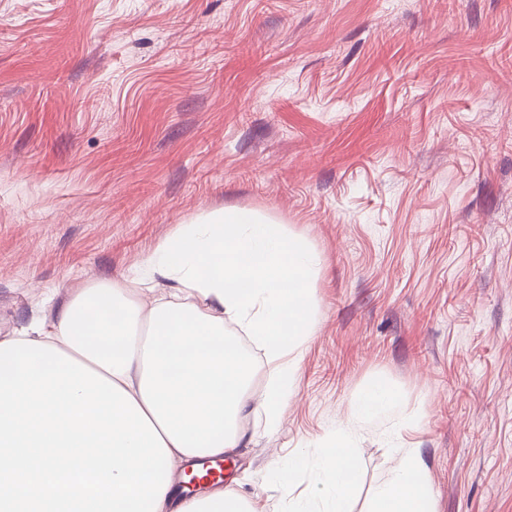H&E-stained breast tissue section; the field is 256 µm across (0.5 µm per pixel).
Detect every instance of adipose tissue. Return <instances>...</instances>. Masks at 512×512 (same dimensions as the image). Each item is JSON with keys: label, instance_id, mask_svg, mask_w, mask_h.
Masks as SVG:
<instances>
[{"label": "adipose tissue", "instance_id": "adipose-tissue-1", "mask_svg": "<svg viewBox=\"0 0 512 512\" xmlns=\"http://www.w3.org/2000/svg\"><path fill=\"white\" fill-rule=\"evenodd\" d=\"M140 270L166 283L144 306L137 289L100 282L69 302L50 306L21 337L56 347L132 395L162 436L173 468L223 457L238 448L243 424L276 431L302 361L301 348L318 324L319 258L304 240L256 211L230 208L185 225L156 244ZM241 326L276 373L260 394L247 388L248 358L225 323ZM400 393L371 380L356 397L349 426L336 428L316 464L303 454L274 471L280 483L313 469L312 491L293 512H352L361 482L350 425L387 419ZM157 512H254L236 491L216 489L185 499L168 486ZM367 512H436L416 449L378 485Z\"/></svg>", "mask_w": 512, "mask_h": 512}]
</instances>
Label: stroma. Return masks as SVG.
<instances>
[{
	"instance_id": "obj_1",
	"label": "stroma",
	"mask_w": 512,
	"mask_h": 512,
	"mask_svg": "<svg viewBox=\"0 0 512 512\" xmlns=\"http://www.w3.org/2000/svg\"><path fill=\"white\" fill-rule=\"evenodd\" d=\"M233 207L316 249L319 322L223 487L288 512L381 377L354 512L408 448L512 512V0H0V339ZM399 406V391L383 379L375 378L354 400L348 423L388 419L398 412ZM307 467L308 462L306 457L303 454L298 453L289 457L287 463L275 469L274 478L281 484L288 482V486H290L296 475L301 471L306 470Z\"/></svg>"
}]
</instances>
